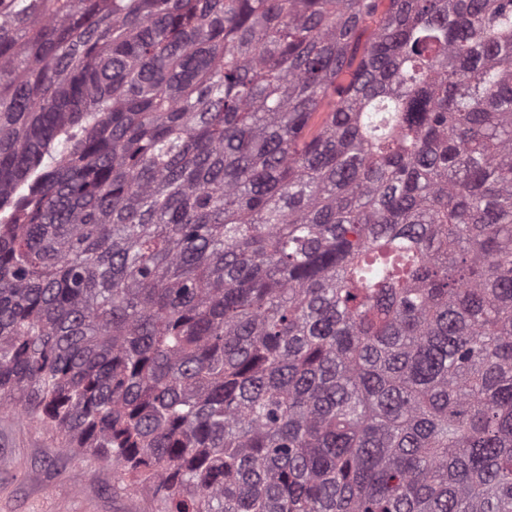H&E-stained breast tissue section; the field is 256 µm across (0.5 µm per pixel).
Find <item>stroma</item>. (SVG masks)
Segmentation results:
<instances>
[{"instance_id":"obj_1","label":"stroma","mask_w":512,"mask_h":512,"mask_svg":"<svg viewBox=\"0 0 512 512\" xmlns=\"http://www.w3.org/2000/svg\"><path fill=\"white\" fill-rule=\"evenodd\" d=\"M114 484L91 453L58 448L36 421L0 412V512H156L146 494Z\"/></svg>"}]
</instances>
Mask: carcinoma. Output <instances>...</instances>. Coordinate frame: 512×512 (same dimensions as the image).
Here are the masks:
<instances>
[{"label": "carcinoma", "mask_w": 512, "mask_h": 512, "mask_svg": "<svg viewBox=\"0 0 512 512\" xmlns=\"http://www.w3.org/2000/svg\"><path fill=\"white\" fill-rule=\"evenodd\" d=\"M159 512H512V0H0V411Z\"/></svg>", "instance_id": "obj_1"}]
</instances>
